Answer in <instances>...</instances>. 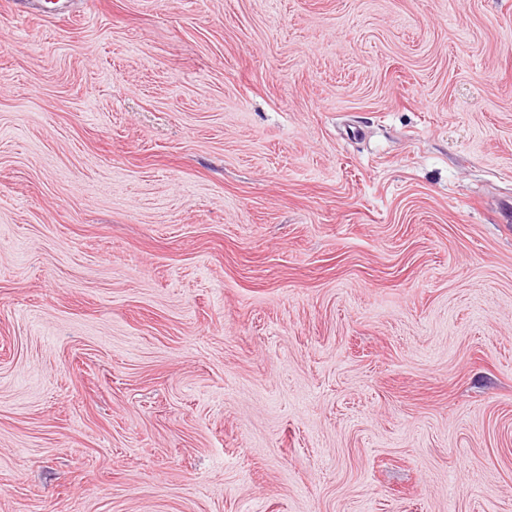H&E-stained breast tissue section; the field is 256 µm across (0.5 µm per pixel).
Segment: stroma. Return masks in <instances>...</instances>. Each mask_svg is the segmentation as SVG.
<instances>
[{
	"label": "stroma",
	"instance_id": "stroma-1",
	"mask_svg": "<svg viewBox=\"0 0 512 512\" xmlns=\"http://www.w3.org/2000/svg\"><path fill=\"white\" fill-rule=\"evenodd\" d=\"M0 0V512H512V0Z\"/></svg>",
	"mask_w": 512,
	"mask_h": 512
}]
</instances>
